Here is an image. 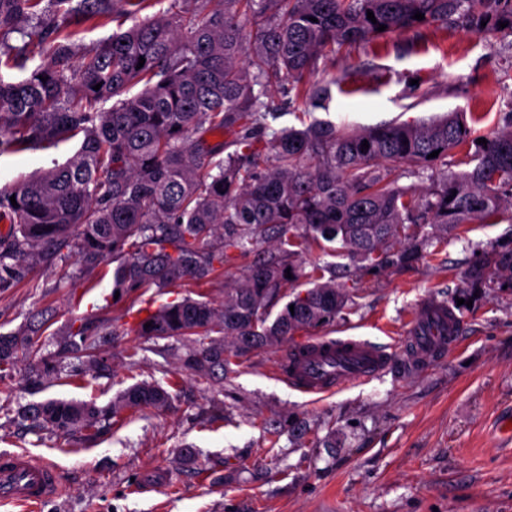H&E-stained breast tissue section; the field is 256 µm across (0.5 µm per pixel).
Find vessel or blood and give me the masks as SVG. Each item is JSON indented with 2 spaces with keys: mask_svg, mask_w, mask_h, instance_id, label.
<instances>
[{
  "mask_svg": "<svg viewBox=\"0 0 512 512\" xmlns=\"http://www.w3.org/2000/svg\"><path fill=\"white\" fill-rule=\"evenodd\" d=\"M459 329L458 319L448 316L445 304L431 300L418 311L401 348L411 359L429 362L455 347ZM391 362V353L355 336H307L279 360L277 375L296 391L323 397L345 384L380 377ZM56 486V474L46 463L16 452L0 454L1 505H40Z\"/></svg>",
  "mask_w": 512,
  "mask_h": 512,
  "instance_id": "1",
  "label": "vessel or blood"
}]
</instances>
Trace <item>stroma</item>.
<instances>
[{"instance_id":"35a3bbf8","label":"stroma","mask_w":512,"mask_h":512,"mask_svg":"<svg viewBox=\"0 0 512 512\" xmlns=\"http://www.w3.org/2000/svg\"><path fill=\"white\" fill-rule=\"evenodd\" d=\"M314 77L331 88L318 107L271 91L278 126L363 128L462 112L484 136L512 112V34L451 26L389 35L318 60ZM77 147L72 139L0 155V188L65 162ZM496 248H512L510 207L494 222L449 231L410 265L350 268L347 306L320 335L354 333L396 350L430 297L454 306L460 340L430 364L396 350L382 377L316 399L275 376L284 347L232 357L230 377L209 382L180 364L183 338L135 332L143 308L187 296L223 302L226 281L245 274L247 259L231 257L204 284L119 296L115 262L85 279L62 247L0 290V333L36 314L49 319L38 355L21 354L0 372V452L55 468L58 493L40 512H512V449L492 436L496 420L512 414V288L474 289L466 279ZM86 322L108 336L109 369H86L72 356L64 365L81 376L34 381L39 356L58 349L57 330ZM143 381L165 388L169 405L121 412L92 438L17 418L50 399L104 407Z\"/></svg>"}]
</instances>
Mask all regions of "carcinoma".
I'll use <instances>...</instances> for the list:
<instances>
[{
  "label": "carcinoma",
  "instance_id": "cac0c4a2",
  "mask_svg": "<svg viewBox=\"0 0 512 512\" xmlns=\"http://www.w3.org/2000/svg\"><path fill=\"white\" fill-rule=\"evenodd\" d=\"M153 2L0 0V63L23 67L36 48L45 55L21 80L0 77V155L81 140L63 164L0 190V221L8 224L0 231V288L23 281L28 262L66 242L85 276L118 261L113 288L121 293L206 281L228 252L252 254L221 304L185 298L147 310L136 325L148 339H187L184 364L222 379L227 348L285 343L335 321L347 305L343 264L272 315L282 288L301 274L293 248L334 243L353 265L399 267L416 259L424 227L430 242L450 225L486 223L512 207V113L478 144L461 112L355 132L324 121L277 129L271 122L282 113L263 100L274 87L327 99L314 64L344 45L457 23L481 31L483 21L505 22L512 34V0H173L167 13L137 18ZM118 12L136 17L133 25L90 49L73 41V22ZM417 12L424 19H414ZM15 34L22 43H12ZM107 101L111 107L98 108ZM470 143L473 168L445 171L419 193L397 185L403 169L431 168ZM270 241L278 247L267 256ZM467 279L512 288V249L488 252ZM42 325L33 318L0 335L1 368L37 350ZM105 343L99 327L84 323L64 332L62 352L104 366ZM61 368V356L43 357L38 376ZM168 399L142 382L106 407L45 402L21 416L63 434L97 433L121 410L159 409Z\"/></svg>",
  "mask_w": 512,
  "mask_h": 512
}]
</instances>
